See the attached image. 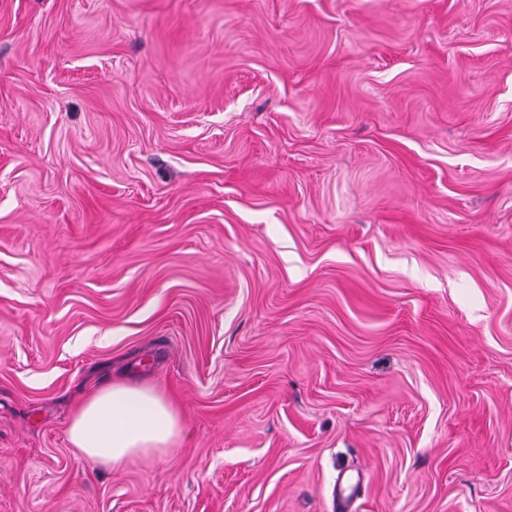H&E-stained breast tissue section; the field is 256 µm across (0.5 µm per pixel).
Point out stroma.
<instances>
[{
    "instance_id": "1",
    "label": "stroma",
    "mask_w": 512,
    "mask_h": 512,
    "mask_svg": "<svg viewBox=\"0 0 512 512\" xmlns=\"http://www.w3.org/2000/svg\"><path fill=\"white\" fill-rule=\"evenodd\" d=\"M121 371L175 448L72 409ZM512 512V0H0V512ZM185 419L173 399L154 383L117 376L88 392L74 407L68 439L89 461L119 466L136 454L179 445Z\"/></svg>"
}]
</instances>
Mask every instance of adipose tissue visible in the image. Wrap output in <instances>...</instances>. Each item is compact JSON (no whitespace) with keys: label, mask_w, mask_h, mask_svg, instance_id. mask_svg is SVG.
<instances>
[{"label":"adipose tissue","mask_w":512,"mask_h":512,"mask_svg":"<svg viewBox=\"0 0 512 512\" xmlns=\"http://www.w3.org/2000/svg\"><path fill=\"white\" fill-rule=\"evenodd\" d=\"M185 419L154 383L117 376L88 392L74 407L68 439L89 461L118 466L136 454L179 445Z\"/></svg>","instance_id":"adipose-tissue-1"}]
</instances>
